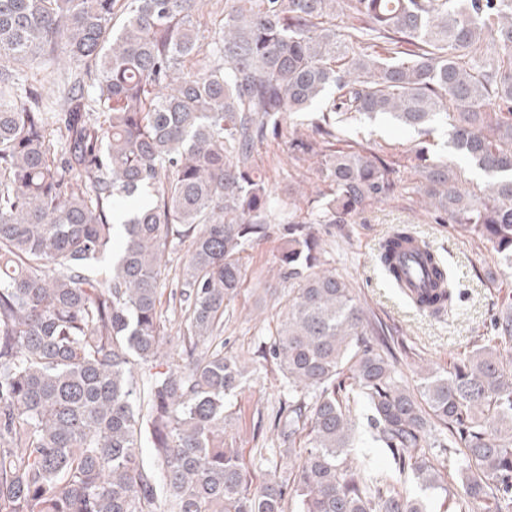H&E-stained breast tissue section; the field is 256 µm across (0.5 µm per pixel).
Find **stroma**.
Instances as JSON below:
<instances>
[{"instance_id":"obj_1","label":"stroma","mask_w":512,"mask_h":512,"mask_svg":"<svg viewBox=\"0 0 512 512\" xmlns=\"http://www.w3.org/2000/svg\"><path fill=\"white\" fill-rule=\"evenodd\" d=\"M347 136L369 141L387 151L406 150L414 138L408 128L386 118L362 119ZM285 155L283 141L265 143L257 161L271 173L280 198L290 184L312 180L310 170L276 172ZM400 224L413 228L448 263L455 277L452 309L434 317L410 306L386 281L376 264L380 243ZM326 268L354 289L372 321L381 323L398 359L396 368L408 386H415L420 369L446 371L475 345L492 338L494 315L512 305V269L499 262L490 244L445 224L435 223L408 197H395L368 207L348 224L318 227ZM283 227L270 225L268 235L243 255V284L224 313V351L249 363L253 371L232 400L235 421L224 439L238 448L252 486L267 478L271 466L258 451L279 447L275 418L288 396V384L276 365L264 359L271 332L286 312L291 285L278 275Z\"/></svg>"}]
</instances>
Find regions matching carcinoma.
Wrapping results in <instances>:
<instances>
[{
	"mask_svg": "<svg viewBox=\"0 0 512 512\" xmlns=\"http://www.w3.org/2000/svg\"><path fill=\"white\" fill-rule=\"evenodd\" d=\"M204 2L0 0V512H425L396 489L409 479L448 512H512V310L494 344L402 385L314 228L412 195L512 267V0H224L207 33ZM61 56L75 71L49 112L25 69ZM377 115L412 145L341 146ZM437 125L483 186L430 157ZM283 137L318 186L288 185L279 275L297 287L268 348L284 447L253 490L224 443L246 370L221 334L243 253L275 219L257 155ZM413 236L399 225L379 246L397 288ZM184 244L168 361L163 258ZM422 260L433 292L412 305L444 311L451 271ZM359 411L393 467L351 453Z\"/></svg>",
	"mask_w": 512,
	"mask_h": 512,
	"instance_id": "1",
	"label": "carcinoma"
}]
</instances>
